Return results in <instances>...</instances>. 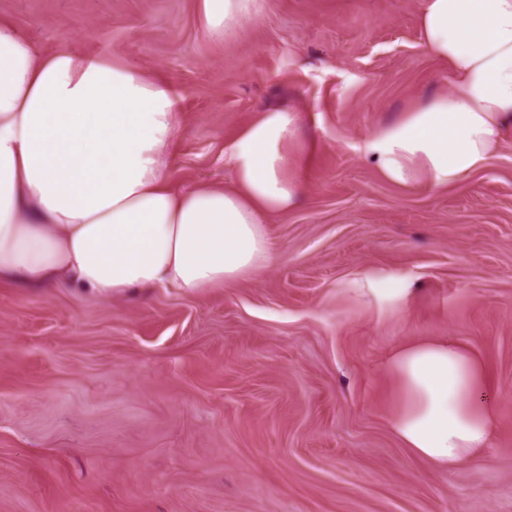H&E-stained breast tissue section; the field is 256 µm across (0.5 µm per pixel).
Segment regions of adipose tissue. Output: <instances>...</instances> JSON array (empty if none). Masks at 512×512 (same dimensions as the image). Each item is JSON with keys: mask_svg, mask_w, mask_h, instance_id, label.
<instances>
[{"mask_svg": "<svg viewBox=\"0 0 512 512\" xmlns=\"http://www.w3.org/2000/svg\"><path fill=\"white\" fill-rule=\"evenodd\" d=\"M251 5L200 0L199 15L230 40ZM419 26L453 89L373 127L364 154L392 184L440 189L487 168L512 134V0H423ZM299 122L293 110L260 113L230 148L233 187L177 189L168 84L69 48L36 53L0 22V282L113 298L134 288H220L261 270L266 216L299 203L286 172ZM354 285L392 306L411 292L407 278L383 269ZM386 370L399 390L389 426L415 456L448 469L489 446L499 409L466 347L412 341Z\"/></svg>", "mask_w": 512, "mask_h": 512, "instance_id": "adipose-tissue-1", "label": "adipose tissue"}]
</instances>
